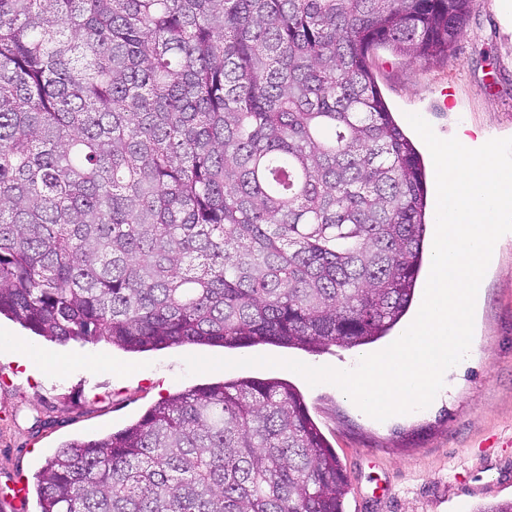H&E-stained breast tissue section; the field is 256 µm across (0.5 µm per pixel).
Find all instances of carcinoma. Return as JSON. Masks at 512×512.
<instances>
[{
    "label": "carcinoma",
    "mask_w": 512,
    "mask_h": 512,
    "mask_svg": "<svg viewBox=\"0 0 512 512\" xmlns=\"http://www.w3.org/2000/svg\"><path fill=\"white\" fill-rule=\"evenodd\" d=\"M476 0H0V315L132 352L386 336L423 160L370 51L446 55ZM275 378L190 388L57 449L40 512H344Z\"/></svg>",
    "instance_id": "cac0c4a2"
}]
</instances>
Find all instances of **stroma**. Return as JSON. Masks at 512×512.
Returning <instances> with one entry per match:
<instances>
[{"instance_id": "1", "label": "stroma", "mask_w": 512, "mask_h": 512, "mask_svg": "<svg viewBox=\"0 0 512 512\" xmlns=\"http://www.w3.org/2000/svg\"><path fill=\"white\" fill-rule=\"evenodd\" d=\"M371 68L398 117L418 113L435 134L512 137V17L502 0L477 6L454 52L412 62L379 47ZM0 336L58 356L52 368L21 366L0 350V491L32 484L61 443L124 428L170 394L242 376L276 377L299 391L348 477L346 512H479L512 500V232L502 236L474 313L468 356L453 367L426 409L376 422L330 383L310 386L283 368L203 374L190 355L269 356L351 368L390 338L319 354L258 346L183 345L130 353L106 342L57 343L1 316ZM97 367H88V359Z\"/></svg>"}]
</instances>
